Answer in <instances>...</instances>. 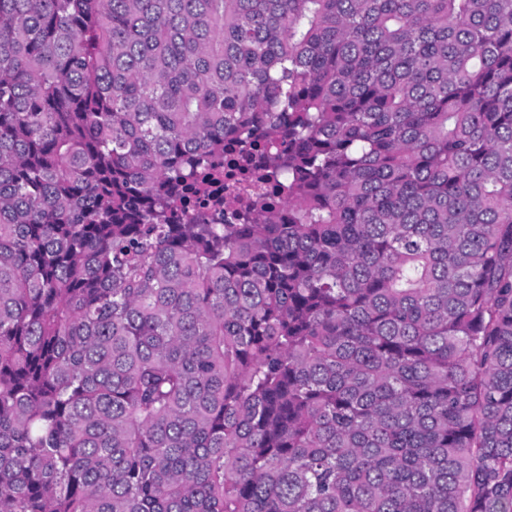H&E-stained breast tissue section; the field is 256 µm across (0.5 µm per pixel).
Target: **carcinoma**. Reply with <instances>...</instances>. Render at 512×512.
<instances>
[{
    "label": "carcinoma",
    "instance_id": "cac0c4a2",
    "mask_svg": "<svg viewBox=\"0 0 512 512\" xmlns=\"http://www.w3.org/2000/svg\"><path fill=\"white\" fill-rule=\"evenodd\" d=\"M0 512H512V0H0ZM231 139L227 137L224 151V182L212 188L216 195L224 197V222L227 224L234 223L230 221L233 216L248 211L256 196L275 194L273 182L267 176L266 153L246 150L236 142L228 143ZM259 176H265V181Z\"/></svg>",
    "mask_w": 512,
    "mask_h": 512
}]
</instances>
